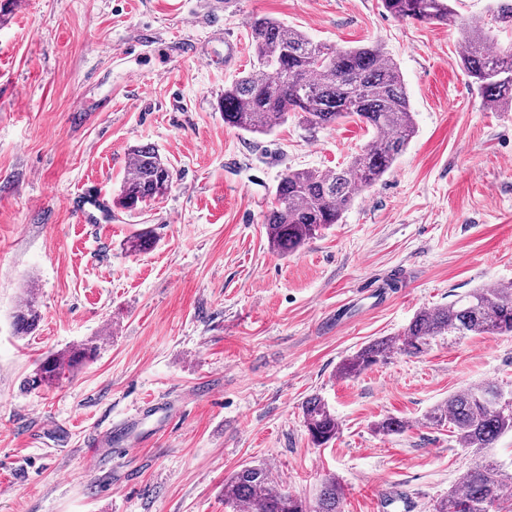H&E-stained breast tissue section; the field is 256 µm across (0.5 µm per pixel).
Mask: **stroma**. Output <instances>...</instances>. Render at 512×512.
Segmentation results:
<instances>
[{"label":"stroma","mask_w":512,"mask_h":512,"mask_svg":"<svg viewBox=\"0 0 512 512\" xmlns=\"http://www.w3.org/2000/svg\"><path fill=\"white\" fill-rule=\"evenodd\" d=\"M492 3L454 0L443 25L382 0H0V512H229L224 482L248 463L309 502L336 477L342 512H430L479 458L512 473L511 434L478 453L424 419L469 385L512 390V335L336 376L421 308L512 282V112L484 106L459 51ZM262 16L336 48L379 44L416 122L384 178L288 255L264 225L282 174L344 165L371 135L349 119L225 125ZM137 146L174 180L131 212L118 195ZM144 231L153 247L128 251ZM29 293L41 319L18 337ZM87 342L94 358L30 386L47 355ZM313 394L341 423L319 448ZM388 416L404 431L376 434ZM126 417L136 453L90 454Z\"/></svg>","instance_id":"1"}]
</instances>
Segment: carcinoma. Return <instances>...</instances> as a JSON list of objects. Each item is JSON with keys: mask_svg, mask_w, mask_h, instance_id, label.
Listing matches in <instances>:
<instances>
[{"mask_svg": "<svg viewBox=\"0 0 512 512\" xmlns=\"http://www.w3.org/2000/svg\"><path fill=\"white\" fill-rule=\"evenodd\" d=\"M450 0H382L401 19L448 22ZM491 28L479 25L462 41L461 62L483 103L512 110V45L491 48L495 28L512 27V0H495ZM253 69L224 86V123L267 135L295 116L309 128L331 126L352 118L372 131L369 144L336 170H290L279 180L264 216L269 247L281 254L297 251L321 231L342 220L352 202L388 173L415 133L414 115L397 64L376 44L338 49L312 41L303 32L268 17L250 23ZM131 170L121 189V204L135 210L168 192L173 174L152 147L131 150ZM40 320L33 298L15 315L17 333H32ZM512 335V285L473 288L448 303L419 311L395 336H383L360 347L338 367L354 379L395 355L415 356L444 336ZM94 345L84 344L40 363L35 382L52 381L92 358ZM495 385L467 386L425 415L436 426H448L465 448H489L512 432V408L498 402ZM312 442L323 446L336 438L340 423L324 399L313 394L302 403ZM404 421L389 417L375 424L382 435L400 433ZM341 486L322 482L313 507L272 487L269 470L245 465L224 483V503L231 512H341ZM512 512V475L492 460H481L458 477L456 486L436 500L433 512Z\"/></svg>", "mask_w": 512, "mask_h": 512, "instance_id": "obj_1", "label": "carcinoma"}]
</instances>
